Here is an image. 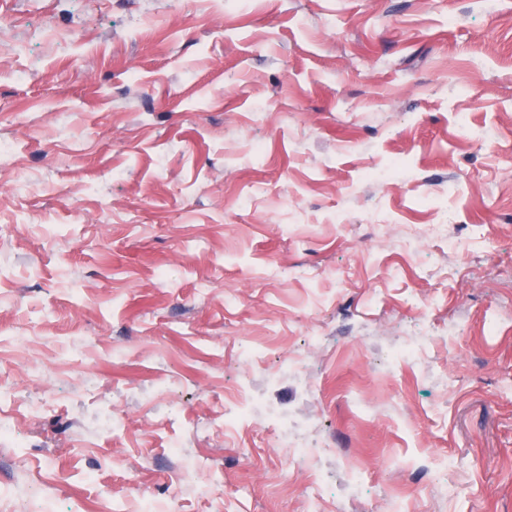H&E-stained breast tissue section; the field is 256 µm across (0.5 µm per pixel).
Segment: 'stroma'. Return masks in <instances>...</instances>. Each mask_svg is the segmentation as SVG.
Wrapping results in <instances>:
<instances>
[{"mask_svg": "<svg viewBox=\"0 0 512 512\" xmlns=\"http://www.w3.org/2000/svg\"><path fill=\"white\" fill-rule=\"evenodd\" d=\"M1 140L0 512H512V0H0Z\"/></svg>", "mask_w": 512, "mask_h": 512, "instance_id": "35a3bbf8", "label": "stroma"}]
</instances>
